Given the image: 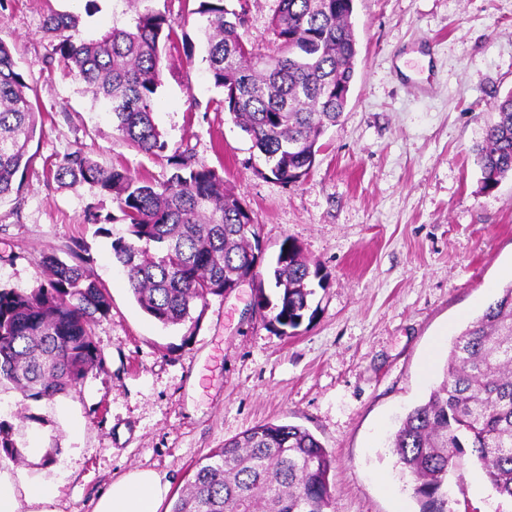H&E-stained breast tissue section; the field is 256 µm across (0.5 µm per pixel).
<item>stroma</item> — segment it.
<instances>
[{
    "mask_svg": "<svg viewBox=\"0 0 512 512\" xmlns=\"http://www.w3.org/2000/svg\"><path fill=\"white\" fill-rule=\"evenodd\" d=\"M194 41L168 50L154 119L170 148L191 149L249 205L266 258L284 240L319 265L325 285L296 335L257 312L251 284L207 299L198 322L165 327L136 304L112 258L128 226L111 196L62 187L43 165L83 148L101 164L166 181V157L112 133L43 24L78 17L81 37L126 25V0H0L7 44L41 116L34 165L0 204V287L45 279L43 253L82 245L107 288L93 327L100 368L54 399H23L0 382V428L17 470L61 474L58 512H92L112 480L139 469L168 482L170 512L195 463L253 426L307 428L334 457L331 512H420L389 440L442 379L454 337L512 283V179L480 189L472 152L512 91V0H355L357 67L345 112L294 185L258 176L249 137L217 109L202 60L198 0H151ZM112 213L107 229L87 207ZM447 512H512L468 458L448 475Z\"/></svg>",
    "mask_w": 512,
    "mask_h": 512,
    "instance_id": "1",
    "label": "stroma"
}]
</instances>
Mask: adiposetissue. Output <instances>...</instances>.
Returning a JSON list of instances; mask_svg holds the SVG:
<instances>
[{
	"label": "adipose tissue",
	"mask_w": 512,
	"mask_h": 512,
	"mask_svg": "<svg viewBox=\"0 0 512 512\" xmlns=\"http://www.w3.org/2000/svg\"><path fill=\"white\" fill-rule=\"evenodd\" d=\"M168 486L155 472L134 470L112 481L93 512H158ZM53 480L0 468V512H56Z\"/></svg>",
	"instance_id": "ef3b65f1"
}]
</instances>
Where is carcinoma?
<instances>
[{
  "instance_id": "cac0c4a2",
  "label": "carcinoma",
  "mask_w": 512,
  "mask_h": 512,
  "mask_svg": "<svg viewBox=\"0 0 512 512\" xmlns=\"http://www.w3.org/2000/svg\"><path fill=\"white\" fill-rule=\"evenodd\" d=\"M271 19L275 49L246 44L247 21L225 0H199L196 13L214 86L215 104L263 158L257 175L284 185L302 180L322 149L321 139L344 112L355 75L354 0H276ZM72 14L52 12L46 34L94 101L112 115V131L132 148L160 156L169 144L154 119L162 85L163 51L176 30L148 6L132 22L95 38L77 33ZM10 49L0 42V204L19 191L32 165L29 153L40 112ZM483 143L474 149L480 190L512 178V92L495 105ZM172 173L162 183L104 166L77 148L52 170L60 185L86 183L112 196L128 221L127 240L112 241L142 311L164 327L198 322L194 313L210 295L224 294L257 262L258 224L251 208L213 168L189 151L167 157ZM47 280L29 292L0 289V379L25 397L64 394L98 368L102 358L91 326L111 309L106 288L76 251L67 262L41 258ZM275 300L255 273L256 305L269 323L292 336L325 276L299 245L284 240L270 263ZM392 448L414 481L421 512H446L445 483L455 458L470 451L495 492L512 499V284L454 339L443 380L412 408ZM333 459L307 429L271 422L227 440L196 465L172 512H328Z\"/></svg>"
}]
</instances>
